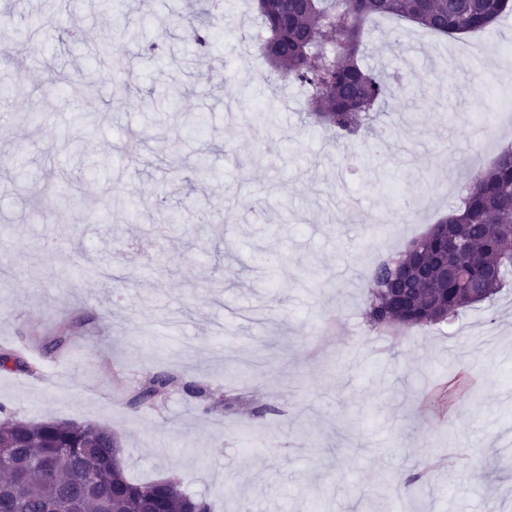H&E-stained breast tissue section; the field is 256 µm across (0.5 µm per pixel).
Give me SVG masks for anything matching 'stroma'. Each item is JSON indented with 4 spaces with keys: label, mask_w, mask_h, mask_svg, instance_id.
Wrapping results in <instances>:
<instances>
[{
    "label": "stroma",
    "mask_w": 512,
    "mask_h": 512,
    "mask_svg": "<svg viewBox=\"0 0 512 512\" xmlns=\"http://www.w3.org/2000/svg\"><path fill=\"white\" fill-rule=\"evenodd\" d=\"M223 3L203 56L205 0H0L28 41L0 51V348L32 366L0 371V412L108 427L130 480L175 477L216 512H512V284L390 347L363 317L373 266L512 139L482 105L512 96V15L456 39L370 22L388 97L338 141L249 41L255 0ZM67 25L84 39L60 42ZM127 29L164 52L122 47ZM418 39L506 49L484 73L422 55L404 73ZM158 373L167 399L134 405ZM228 390L269 414L214 410ZM189 23V32L196 46L203 54H208L214 36L212 25L201 16H194Z\"/></svg>",
    "instance_id": "stroma-1"
}]
</instances>
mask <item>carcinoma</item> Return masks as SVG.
Returning <instances> with one entry per match:
<instances>
[{
    "label": "carcinoma",
    "mask_w": 512,
    "mask_h": 512,
    "mask_svg": "<svg viewBox=\"0 0 512 512\" xmlns=\"http://www.w3.org/2000/svg\"><path fill=\"white\" fill-rule=\"evenodd\" d=\"M211 0L189 32L206 54L214 36ZM258 44L279 75L301 86L304 110L342 138L368 131V104L387 95L383 76L360 63L364 25L373 16H396L444 36L485 30L512 12V0H257ZM463 273L445 279L444 266ZM512 282V144L492 165L468 173L461 205L449 211L405 251L380 261L365 318L374 331L394 325H430L496 295ZM0 370L33 371L18 354L0 350ZM171 379L156 375L138 394L156 402ZM112 431L89 422L9 420L0 424V512H188L207 501L174 480L133 483L116 458ZM27 468L42 470L26 481Z\"/></svg>",
    "instance_id": "carcinoma-1"
}]
</instances>
